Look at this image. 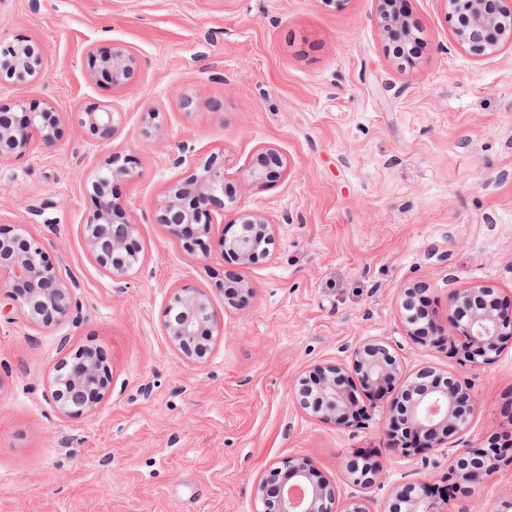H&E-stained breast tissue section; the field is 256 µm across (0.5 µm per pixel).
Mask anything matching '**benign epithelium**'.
<instances>
[{
  "instance_id": "obj_1",
  "label": "benign epithelium",
  "mask_w": 512,
  "mask_h": 512,
  "mask_svg": "<svg viewBox=\"0 0 512 512\" xmlns=\"http://www.w3.org/2000/svg\"><path fill=\"white\" fill-rule=\"evenodd\" d=\"M453 15L468 22L455 26L456 42L476 56H484L502 46L512 47V7L496 0H448ZM377 22L388 38L400 41L407 33L399 13L401 0H377ZM91 71L104 73L112 89L122 90L133 79L137 59L127 49L114 47L97 54L90 52ZM19 85L44 75L43 59L28 40H0V75ZM14 105L22 110L0 113V160L23 154L35 144L52 150L58 141V113L47 108L29 111L19 98ZM77 122L91 138L110 139L116 124L108 107L80 110ZM283 161L272 149L261 153L258 165L247 170L254 181L280 178ZM136 163L110 155L90 177L93 210L84 224V241L96 263L114 277L131 271L127 259L139 258L133 235L136 230L115 185L137 178ZM231 182L224 173V162L214 157L201 172L174 184L157 208L156 222L163 225L182 248L191 253L211 236L218 218L224 217L226 203L234 202ZM239 230L231 237L221 236L215 251L225 260L241 266L258 263L269 255L274 225L258 212L238 216ZM8 289L24 317L34 325L51 324L69 318L78 310L74 296L75 280L55 265L44 242L21 224L15 232L0 231V289ZM410 289L401 306L407 330L420 343H438L430 329L416 331ZM453 319L459 331L447 337L455 355L474 367L494 360L507 344H512V306L494 289L473 286L454 291L450 297ZM164 333L170 344L189 362L199 363L210 349L202 337L212 339L220 332L221 316L207 294L199 288H178L164 312ZM111 368L91 348L71 350L58 363L52 380L51 397L66 416L94 412L107 393ZM398 390L386 407V437L389 448L404 455H417L438 448L466 426L473 411L470 390L456 377L431 367L415 376L403 375L390 345L379 338H366L351 350L348 363L316 364L295 381L294 394L301 409L310 417L336 427L360 426L371 419L376 402ZM498 443L488 448H461L448 464V474L464 482L480 484L496 471ZM453 484L427 480L403 488L391 510L405 502V512H448ZM261 512H337L336 492L307 459L290 457L282 466L269 469L256 488Z\"/></svg>"
}]
</instances>
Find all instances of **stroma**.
Masks as SVG:
<instances>
[{
    "label": "stroma",
    "instance_id": "1",
    "mask_svg": "<svg viewBox=\"0 0 512 512\" xmlns=\"http://www.w3.org/2000/svg\"><path fill=\"white\" fill-rule=\"evenodd\" d=\"M424 43L395 59L376 0H0V38L35 43L43 77L0 80V107L17 96L54 107V150L0 161V224H25L76 280L77 317L30 324L0 293V512H259L256 486L303 456L354 501L389 512L397 490L448 472L457 449L512 430V345L470 367L416 343L398 303L421 288L445 334L448 294L474 284L512 297V48L475 57L453 39L445 0H406ZM122 46L138 59L112 90L88 75L90 49ZM117 112L112 139L88 137L78 109ZM160 112L162 138L142 136ZM275 149L285 171L253 182L246 170ZM112 153L141 174L117 191L136 225L142 262L122 277L86 250V178ZM224 159L236 191L215 232L238 212L275 226L269 257L244 268L185 252L157 224L169 186ZM182 164H175V157ZM255 293L230 307L237 279ZM206 291L223 316L200 364L163 333L180 287ZM366 337L386 340L405 374L430 366L473 396L468 426L445 447L406 456L384 448V407L360 428L321 423L293 383L319 363L345 362ZM97 348L112 383L92 414L68 417L51 398L65 347ZM377 452L370 485L347 470L353 449ZM449 512H512V463Z\"/></svg>",
    "mask_w": 512,
    "mask_h": 512
}]
</instances>
